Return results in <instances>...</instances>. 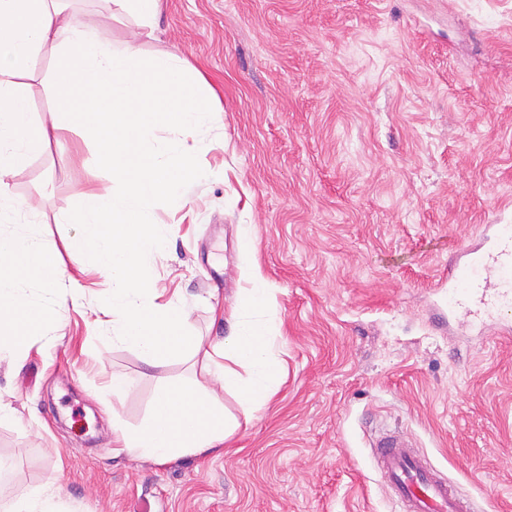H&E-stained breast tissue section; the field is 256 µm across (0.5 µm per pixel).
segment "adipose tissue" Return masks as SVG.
Returning <instances> with one entry per match:
<instances>
[{"mask_svg":"<svg viewBox=\"0 0 512 512\" xmlns=\"http://www.w3.org/2000/svg\"><path fill=\"white\" fill-rule=\"evenodd\" d=\"M62 3L0 0V258L27 259L44 251L37 237L4 231L10 215L24 209L7 192V178L63 133L81 130L98 146L99 163L111 170L112 184L89 187L56 221L80 225L69 247L110 270L106 309L113 345L151 365L201 359L204 373L219 379L237 403L228 408L199 383L167 381L138 428L113 417L116 441L158 464L204 457L223 448L242 422L266 406L285 371L272 319L275 292L259 268L250 270L249 286L230 313V335L209 346L182 335L186 308L155 305L144 279L174 234L172 225L155 221L156 206L163 201L184 207L187 179L202 176L198 162L209 146L217 97L186 58L174 52L145 56L132 41L103 38ZM43 54L56 59L55 68L36 67ZM63 88L84 89L78 108H61L50 121H35L34 99ZM164 126L178 130V137L161 139ZM28 274L35 287L17 271L0 269V349L12 344L16 311L45 321L53 315L58 274L48 263ZM256 311L267 312V319H253Z\"/></svg>","mask_w":512,"mask_h":512,"instance_id":"obj_1","label":"adipose tissue"}]
</instances>
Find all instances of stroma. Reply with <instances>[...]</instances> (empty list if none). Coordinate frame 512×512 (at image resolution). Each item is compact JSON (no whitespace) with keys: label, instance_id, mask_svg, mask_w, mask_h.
<instances>
[{"label":"stroma","instance_id":"obj_1","mask_svg":"<svg viewBox=\"0 0 512 512\" xmlns=\"http://www.w3.org/2000/svg\"><path fill=\"white\" fill-rule=\"evenodd\" d=\"M77 7L216 89L210 174L183 210L158 204L176 232L147 278L187 305L185 335L216 342L256 261L287 375L221 454L159 466L117 450L113 415L139 426L159 380L191 370L108 343L110 274L65 248L80 227L55 217L112 177L70 134L8 180L62 276L54 318L0 358L15 461L0 504L48 487L60 512H398L371 448L389 428L478 512H512V339L436 325L458 245L512 224V0H163L151 38L106 0Z\"/></svg>","mask_w":512,"mask_h":512}]
</instances>
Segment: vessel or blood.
Segmentation results:
<instances>
[{
  "label": "vessel or blood",
  "instance_id": "obj_1",
  "mask_svg": "<svg viewBox=\"0 0 512 512\" xmlns=\"http://www.w3.org/2000/svg\"><path fill=\"white\" fill-rule=\"evenodd\" d=\"M481 243H464L448 271V308L467 320L477 306L497 313L493 335L512 334V225L486 224ZM372 452L388 494L402 512H471L469 503L449 485L421 454L409 436L399 430L379 434Z\"/></svg>",
  "mask_w": 512,
  "mask_h": 512
}]
</instances>
